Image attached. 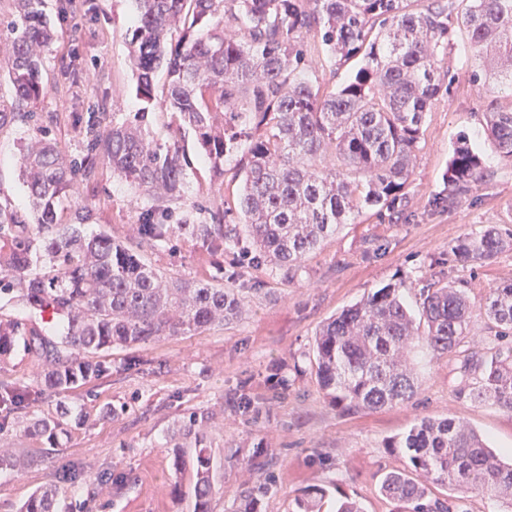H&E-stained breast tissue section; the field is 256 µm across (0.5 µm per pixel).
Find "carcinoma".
Wrapping results in <instances>:
<instances>
[{
	"instance_id": "obj_1",
	"label": "carcinoma",
	"mask_w": 512,
	"mask_h": 512,
	"mask_svg": "<svg viewBox=\"0 0 512 512\" xmlns=\"http://www.w3.org/2000/svg\"><path fill=\"white\" fill-rule=\"evenodd\" d=\"M135 0L138 20L126 32L136 76L137 112L112 114L101 129L87 122L85 154L74 162L49 139L24 145L19 169L32 202L22 215L0 206V298L61 316L51 332L28 330L0 318V357L21 343L47 367L45 386L77 389L108 368L89 356L112 349L183 336L224 324L241 312L230 285L173 278L153 267L142 248L177 234L213 253L243 241L262 259L297 278L302 261L336 234L351 215L376 208L389 217L404 210L432 101L453 75L442 66L452 46L454 11L481 64L473 81L489 75L512 95V0ZM40 0H14L0 15V69L14 88L0 108V127L40 117L24 111L44 93L43 52L55 32ZM336 66L360 56L363 65L339 86L323 88L308 77L306 38ZM165 70L156 94L159 69ZM169 115L166 139L150 117ZM191 133L224 180V155L248 142L242 186L227 210L238 223L213 215L210 223L185 219L166 224L164 203L184 197L189 161L180 145ZM484 134L494 151L512 161V108L486 113ZM156 201L137 225V248L107 234L84 233L93 219L86 202L66 211L61 198L77 176L91 178L98 163ZM490 176L469 137L457 138L437 208H449ZM512 249V233L494 226L450 247L448 261L485 263ZM418 314L405 304L401 284H388L325 323L316 334V374L326 396L347 411L376 410L410 401L418 379L406 363L415 342L432 355L448 354L471 323L474 306L465 289L432 279L417 293ZM480 311L512 335V281L489 289ZM460 395L512 412V345L475 352L461 364ZM0 399L16 407L34 403L21 386L4 387ZM69 415L40 418L29 432L54 439ZM194 439L195 512H210L213 457L191 415L177 430ZM385 447L404 466L385 474L380 493L397 512H459L451 497L432 495L424 479L508 501L512 463L500 461L485 440L455 417H423ZM260 488L235 495L232 512H261ZM326 490L297 500V512H321ZM56 488L33 494L21 512H57Z\"/></svg>"
}]
</instances>
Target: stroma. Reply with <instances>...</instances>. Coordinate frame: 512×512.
<instances>
[{
    "label": "stroma",
    "instance_id": "stroma-1",
    "mask_svg": "<svg viewBox=\"0 0 512 512\" xmlns=\"http://www.w3.org/2000/svg\"><path fill=\"white\" fill-rule=\"evenodd\" d=\"M57 37L45 52L47 93L33 104L54 115L51 137L68 156L81 150L80 127L88 113L111 118L140 107L133 92L125 33L137 21L133 0H42ZM447 92L425 118L422 148L406 192L408 207L395 224L366 210L308 255L295 280L271 264L250 258L246 245L222 254L174 237L145 256L156 268L187 280H219L238 288L240 315L219 326L158 342L102 353L110 371L70 394L45 390V367L23 346L0 358V389L24 385L36 403L23 409L0 405V512H19L42 486L55 485L60 512H193L195 474L175 469L173 433L189 415L202 424L214 459L211 512H229L242 485L264 484L262 512H296L310 488L327 489L323 505L351 496L365 512H392L379 488L383 475L402 467L385 443L423 417L454 416L482 435L502 459L512 458V413L460 396V365L473 351L511 340L498 337L483 313L474 312L468 335L455 351L431 357L415 348L411 361L419 388L411 401L373 411L347 412L331 405L314 367L313 342L331 316L389 283L403 282L407 303L430 279L468 283L473 305L489 288L512 281V250L484 264L453 265L448 247L487 227L512 232V162L489 144L480 152L491 177L459 203L438 209L459 134L480 140L486 112L512 107L494 82L477 83L463 28H456ZM36 126L0 128V204L29 211L20 179L21 146ZM187 189L176 210L199 203L223 207L236 187L243 150L224 161V186L210 185L209 164L194 138H186ZM88 201L95 208L86 233L105 232L135 244L140 214L151 201L99 166L94 179L77 183L65 207ZM71 413L55 440L27 434L26 426L57 406Z\"/></svg>",
    "mask_w": 512,
    "mask_h": 512
}]
</instances>
